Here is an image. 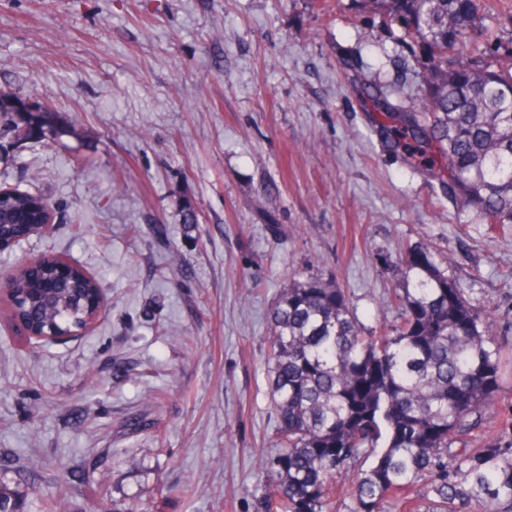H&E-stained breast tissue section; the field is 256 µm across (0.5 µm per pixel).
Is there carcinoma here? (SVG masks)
Instances as JSON below:
<instances>
[{"label":"carcinoma","mask_w":512,"mask_h":512,"mask_svg":"<svg viewBox=\"0 0 512 512\" xmlns=\"http://www.w3.org/2000/svg\"><path fill=\"white\" fill-rule=\"evenodd\" d=\"M406 45L422 81L419 104L388 113L390 146L415 170L448 177V195L487 224L512 225V62L467 57L481 31L482 0H363ZM48 204L27 190L0 198V225ZM57 257L19 271L12 317L38 332L77 329L100 291L81 268L49 290ZM403 286L380 306L393 324L370 331L350 296L318 276H298L270 312V394L278 452L267 464L264 512H336V485L351 483L352 512H512V435L469 451L486 412L503 401L512 366L489 318L425 249L401 253ZM368 467H363V464Z\"/></svg>","instance_id":"carcinoma-1"}]
</instances>
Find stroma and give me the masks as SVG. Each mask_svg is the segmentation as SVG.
Returning <instances> with one entry per match:
<instances>
[{"mask_svg":"<svg viewBox=\"0 0 512 512\" xmlns=\"http://www.w3.org/2000/svg\"><path fill=\"white\" fill-rule=\"evenodd\" d=\"M369 80L419 95L358 0H0V87L57 131L0 138V183L54 215L0 253V289L53 254L107 303L60 344L0 312V488L28 512H260L267 314L292 277L335 280L379 328L398 245L428 248L512 345V228L385 146ZM104 310H105V299H104L103 294H100L99 295V306L95 310V312L93 313L92 316L87 317L86 320L88 321V323L82 329H79V330H76V331H72V332H70L68 334H63V335H49V334H38V335H35L32 331H30L28 328H26L21 323L18 322L15 325L19 328V330L23 334V337L26 338L27 340L35 339V340H38V341H58V340H61V339L65 338V337H67L69 335H73V334L78 333V332H86V331H89V330L93 329V327L95 326L96 322L102 316Z\"/></svg>","mask_w":512,"mask_h":512,"instance_id":"stroma-1","label":"stroma"}]
</instances>
